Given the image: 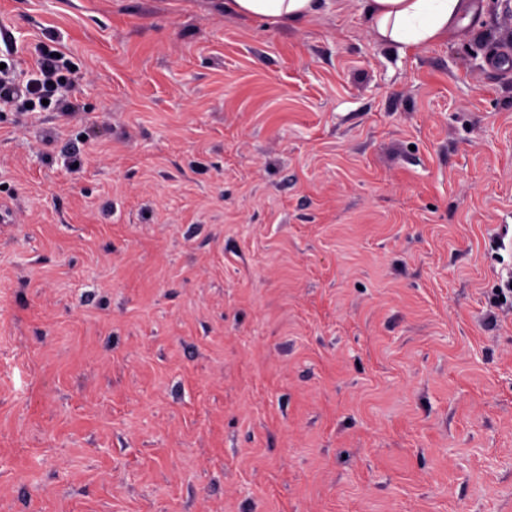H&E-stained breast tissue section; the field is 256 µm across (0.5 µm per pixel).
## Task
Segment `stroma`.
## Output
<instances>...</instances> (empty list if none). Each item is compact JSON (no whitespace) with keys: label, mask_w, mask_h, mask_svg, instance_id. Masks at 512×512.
<instances>
[{"label":"stroma","mask_w":512,"mask_h":512,"mask_svg":"<svg viewBox=\"0 0 512 512\" xmlns=\"http://www.w3.org/2000/svg\"><path fill=\"white\" fill-rule=\"evenodd\" d=\"M0 0V512H512V0ZM318 0H224V10L278 27H297L317 13ZM375 40L405 54L448 39L470 23L467 0H363ZM60 54V58H57ZM71 75L69 60L58 50L44 49L38 56L31 78L25 84H20L13 76V70L6 64L0 69V103L11 102L20 99L36 108L54 106L62 112L74 111V102L63 96L56 97L62 86L69 82ZM42 100H49L48 105H43Z\"/></svg>","instance_id":"1"}]
</instances>
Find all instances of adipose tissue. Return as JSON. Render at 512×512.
I'll return each mask as SVG.
<instances>
[{"label": "adipose tissue", "instance_id": "adipose-tissue-1", "mask_svg": "<svg viewBox=\"0 0 512 512\" xmlns=\"http://www.w3.org/2000/svg\"><path fill=\"white\" fill-rule=\"evenodd\" d=\"M317 0H224L226 11L278 27H297L317 12ZM466 0H364L375 40L399 53L455 36L469 24Z\"/></svg>", "mask_w": 512, "mask_h": 512}]
</instances>
